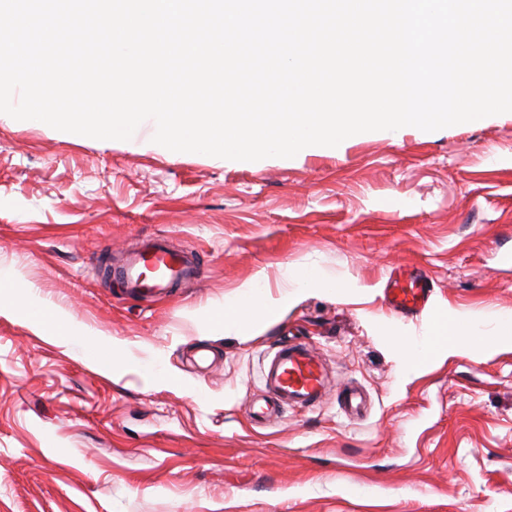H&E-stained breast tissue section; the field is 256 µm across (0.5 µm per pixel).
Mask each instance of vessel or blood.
<instances>
[{
  "label": "vessel or blood",
  "mask_w": 512,
  "mask_h": 512,
  "mask_svg": "<svg viewBox=\"0 0 512 512\" xmlns=\"http://www.w3.org/2000/svg\"><path fill=\"white\" fill-rule=\"evenodd\" d=\"M200 273L196 254L176 250L166 237L157 236L125 253L112 270L126 291L134 297H160L174 286L195 279ZM389 307L409 317L421 313L431 295L427 275L416 272L389 279L384 290ZM263 396L256 399L255 422L271 421L283 410L309 408L319 403L325 388V368L310 348L283 342L271 349L261 370Z\"/></svg>",
  "instance_id": "vessel-or-blood-1"
}]
</instances>
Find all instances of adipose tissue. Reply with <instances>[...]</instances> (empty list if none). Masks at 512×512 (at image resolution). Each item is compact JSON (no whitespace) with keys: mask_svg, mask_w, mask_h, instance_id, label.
Returning a JSON list of instances; mask_svg holds the SVG:
<instances>
[{"mask_svg":"<svg viewBox=\"0 0 512 512\" xmlns=\"http://www.w3.org/2000/svg\"><path fill=\"white\" fill-rule=\"evenodd\" d=\"M5 276H0V308L9 307L21 320L39 334L50 336L74 347L103 345L113 352H123L117 339H98L94 333L79 328L73 317L42 300L31 288L16 290L6 287ZM278 308L267 299L261 279H254L239 291L235 302L224 308L208 311L204 335L234 330L242 332L267 319ZM493 338L484 336L478 326L465 315H436L422 338H401L400 344L408 371H419L448 354L463 351L473 358H481Z\"/></svg>","mask_w":512,"mask_h":512,"instance_id":"ef3b65f1","label":"adipose tissue"}]
</instances>
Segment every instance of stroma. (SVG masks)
<instances>
[{
  "instance_id": "obj_1",
  "label": "stroma",
  "mask_w": 512,
  "mask_h": 512,
  "mask_svg": "<svg viewBox=\"0 0 512 512\" xmlns=\"http://www.w3.org/2000/svg\"><path fill=\"white\" fill-rule=\"evenodd\" d=\"M154 234L196 251L201 278L126 298L104 266ZM304 265L349 290L291 294ZM0 270L130 344L116 369L0 312V512H512V346L410 373L396 342L442 311L501 332L512 112L253 162L0 114ZM399 270L432 282L413 318L385 300ZM259 275L287 307L200 337L202 312ZM286 340L323 360L325 395L252 427L262 362ZM351 388L364 407L349 417Z\"/></svg>"
}]
</instances>
